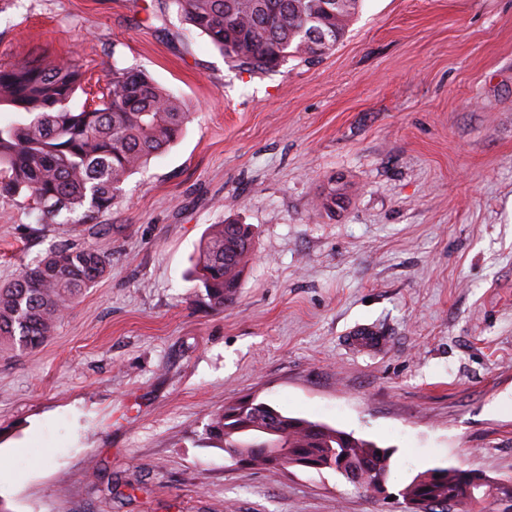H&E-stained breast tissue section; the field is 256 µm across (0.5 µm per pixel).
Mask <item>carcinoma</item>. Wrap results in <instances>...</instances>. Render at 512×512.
<instances>
[{
  "label": "carcinoma",
  "mask_w": 512,
  "mask_h": 512,
  "mask_svg": "<svg viewBox=\"0 0 512 512\" xmlns=\"http://www.w3.org/2000/svg\"><path fill=\"white\" fill-rule=\"evenodd\" d=\"M182 20L245 71L265 70L289 59L307 61L342 40L361 0H170ZM84 82L71 62L34 53L24 62L0 66V107L15 118L0 123V197L24 195L45 217L65 210L89 220L112 208L129 176L163 154L182 136L190 113L182 102L146 74L113 65L106 98L96 107L75 109L71 100ZM345 202L343 188L331 183L312 201L316 211L336 212ZM253 233L235 222L213 224L200 243L192 280L204 289L209 305L222 311L234 303L252 256ZM110 266L92 246L57 244L0 287V350L29 352L52 335L57 323ZM242 419L254 429L275 426L278 440L301 459L314 457L338 475L358 471L356 487L369 492L374 480L387 482L394 453L353 433L290 416L255 401ZM210 415L206 439L228 456L251 467L281 473L262 458L261 438ZM436 482L431 471L417 474L400 492L404 498L428 496L437 502L458 498L455 512H473L464 489L466 468H447Z\"/></svg>",
  "instance_id": "1"
}]
</instances>
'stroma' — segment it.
Listing matches in <instances>:
<instances>
[{
  "label": "stroma",
  "instance_id": "35a3bbf8",
  "mask_svg": "<svg viewBox=\"0 0 512 512\" xmlns=\"http://www.w3.org/2000/svg\"><path fill=\"white\" fill-rule=\"evenodd\" d=\"M34 52L80 66L74 107L118 65L192 120L93 221L0 199V286L63 242L110 259L0 352L10 512H403L428 469L512 481V0H363L332 51L256 72L169 0H0V65ZM227 221L254 255L217 311L185 272ZM253 396L392 448L389 499L237 466L204 428ZM344 188L336 187L333 181L326 191L321 192L312 201V208L316 211L335 213L336 208H341L345 202Z\"/></svg>",
  "mask_w": 512,
  "mask_h": 512
}]
</instances>
